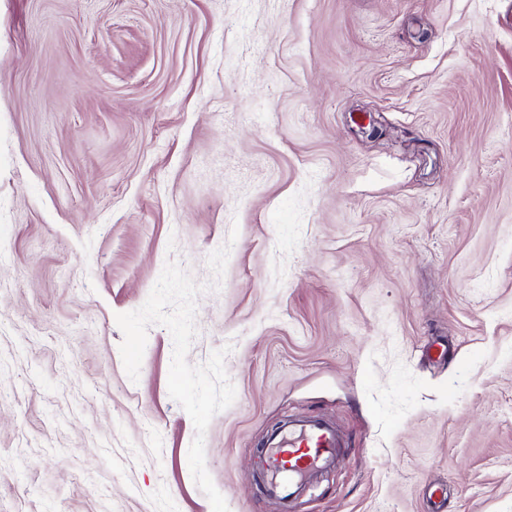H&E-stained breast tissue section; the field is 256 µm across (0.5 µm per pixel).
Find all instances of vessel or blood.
Returning <instances> with one entry per match:
<instances>
[{
	"label": "vessel or blood",
	"instance_id": "1",
	"mask_svg": "<svg viewBox=\"0 0 512 512\" xmlns=\"http://www.w3.org/2000/svg\"><path fill=\"white\" fill-rule=\"evenodd\" d=\"M348 446L335 421L316 414L288 418L265 438L260 450L264 496L291 504L325 472Z\"/></svg>",
	"mask_w": 512,
	"mask_h": 512
}]
</instances>
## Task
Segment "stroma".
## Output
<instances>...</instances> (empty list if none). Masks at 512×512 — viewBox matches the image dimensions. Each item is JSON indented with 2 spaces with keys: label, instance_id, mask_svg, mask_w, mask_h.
<instances>
[{
  "label": "stroma",
  "instance_id": "obj_1",
  "mask_svg": "<svg viewBox=\"0 0 512 512\" xmlns=\"http://www.w3.org/2000/svg\"><path fill=\"white\" fill-rule=\"evenodd\" d=\"M226 244L229 512L300 413L349 446L292 512H512V0H0V512H212L116 316Z\"/></svg>",
  "mask_w": 512,
  "mask_h": 512
}]
</instances>
